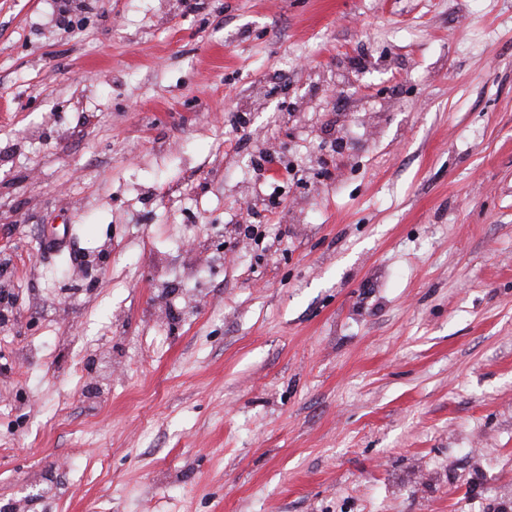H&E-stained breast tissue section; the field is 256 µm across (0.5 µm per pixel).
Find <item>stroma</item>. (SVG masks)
Returning <instances> with one entry per match:
<instances>
[{
  "label": "stroma",
  "instance_id": "obj_1",
  "mask_svg": "<svg viewBox=\"0 0 512 512\" xmlns=\"http://www.w3.org/2000/svg\"><path fill=\"white\" fill-rule=\"evenodd\" d=\"M1 257L11 512L511 506L512 0H0Z\"/></svg>",
  "mask_w": 512,
  "mask_h": 512
}]
</instances>
